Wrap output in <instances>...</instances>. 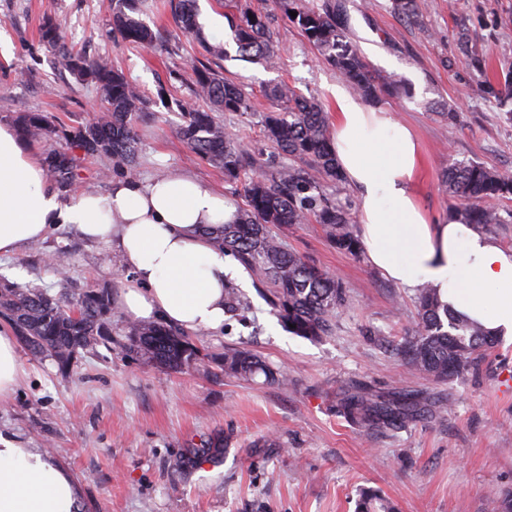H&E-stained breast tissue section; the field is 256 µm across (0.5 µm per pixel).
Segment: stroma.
I'll return each mask as SVG.
<instances>
[{
    "instance_id": "35a3bbf8",
    "label": "stroma",
    "mask_w": 512,
    "mask_h": 512,
    "mask_svg": "<svg viewBox=\"0 0 512 512\" xmlns=\"http://www.w3.org/2000/svg\"><path fill=\"white\" fill-rule=\"evenodd\" d=\"M170 0L133 15L158 36L153 47L114 38V0H0V121L39 112L68 129L99 116V93L58 70V48L42 42L45 20L63 25V46L105 55L149 99L138 125L140 177L190 172L234 205L241 185L192 153L176 136L191 66L203 62L235 77L255 105L224 120L249 148L271 153L261 119L267 84L286 82L325 109L337 79L296 24L273 0L266 8L278 41L274 65L223 60L184 35ZM420 24L401 22L389 0H348L346 38L378 74L403 81L410 96L383 98L396 119L421 141L418 199L434 217L448 215L442 175L453 163L488 162L512 171V113L498 102V81L512 73V0H421ZM455 108V119L444 116ZM77 158L73 186L107 191L126 167L107 156ZM279 233L289 249L342 282L350 295L336 314L332 336L311 341L288 333L253 283L243 309L220 332L196 337L211 351L227 345L254 350L288 373L287 386L244 382L195 365L173 372L127 354L122 311L112 319L111 347L79 358L69 371L20 349L23 374L0 400V432L26 447L47 449L79 487L81 512H357L362 489L376 491L397 512H487L512 502V340L476 369L445 382L412 370L397 348L417 319L415 296L373 268L366 254L336 249L322 225L292 224ZM70 258L72 287L118 293L126 273L107 244H89L61 226L41 241L0 257V273L50 294L60 290L48 258ZM364 387L386 398L411 394L421 413L396 429L375 431L346 422L341 391ZM224 438L220 463L199 461L189 476L173 468L187 448Z\"/></svg>"
}]
</instances>
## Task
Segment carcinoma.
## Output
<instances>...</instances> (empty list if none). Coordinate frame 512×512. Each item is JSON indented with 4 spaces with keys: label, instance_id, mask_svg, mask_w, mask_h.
Instances as JSON below:
<instances>
[{
    "label": "carcinoma",
    "instance_id": "obj_1",
    "mask_svg": "<svg viewBox=\"0 0 512 512\" xmlns=\"http://www.w3.org/2000/svg\"><path fill=\"white\" fill-rule=\"evenodd\" d=\"M128 0H115L112 33L137 47L152 46L156 33L126 12ZM285 15L297 13L294 21L336 75L347 81L360 97L371 103L402 90L398 80L375 73L356 48L345 40L348 23L346 0H275ZM224 17L242 57L274 63L277 44L266 15L254 12L241 0H228ZM171 9L183 31L201 37L195 0H176ZM394 14L412 23L422 17L418 0H391ZM41 38L49 45L61 41L60 23L47 20ZM61 69L78 82L94 84L101 99L102 115L94 122L70 132L66 140L89 155L111 156L129 170L137 165L135 125L147 111L145 98L106 57L88 59L62 48ZM192 93L209 103V109L189 106L181 112L182 123L175 132L201 160L224 170V178L238 180L250 169L264 166L244 186L246 203L237 207V218L224 225L218 238L230 254L253 276L258 293L283 327L296 336L319 340L332 335L336 312L348 297L339 281L287 249L271 227L305 224L323 225L336 248L355 256L359 242L351 229L350 213L328 200L324 187L343 181L332 150L329 116L321 103L309 99L285 83L263 90L275 104L263 116L266 138L275 153L263 161L251 154L242 139L229 134L223 113L253 111L239 83L204 65L191 74ZM22 133L31 139L47 137L55 125L42 113H24L18 119ZM300 161L313 166L320 179L313 180ZM48 172L64 184L74 179V162L61 149L45 156ZM452 209L465 224H503L499 202L512 196V173L481 162L448 167L442 178ZM418 319L404 339L400 352L408 365L421 375L446 381L477 366L480 358L498 344V337L442 305L430 288L418 290ZM112 294L86 289L76 295L67 287L51 295L41 288H23L0 274V317L30 351L52 358L67 370L71 363L99 345L112 342ZM126 349L141 359L171 370H182L207 360L218 363L228 377L253 380L264 377L270 384H288L287 375L253 351L226 347L222 353H201L184 330L162 320L126 325ZM340 413L354 426L390 430L414 416L411 404L386 400L350 388L337 404ZM224 455V444L216 439L193 448L173 464L178 472L188 470L199 457ZM360 512H394V506L371 490L362 493Z\"/></svg>",
    "mask_w": 512,
    "mask_h": 512
}]
</instances>
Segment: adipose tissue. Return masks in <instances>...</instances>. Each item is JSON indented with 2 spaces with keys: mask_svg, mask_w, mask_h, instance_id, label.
Returning a JSON list of instances; mask_svg holds the SVG:
<instances>
[{
  "mask_svg": "<svg viewBox=\"0 0 512 512\" xmlns=\"http://www.w3.org/2000/svg\"><path fill=\"white\" fill-rule=\"evenodd\" d=\"M338 169L359 200L358 237L372 266L409 290L433 288L441 303L494 336L512 337V250L455 218L434 220L415 184L422 165L412 130L346 84L332 88ZM236 207L196 176L113 180L62 199L29 142L0 122V256L69 225L108 244L129 273L117 298L135 320L187 331L223 329L224 288L245 268L214 237ZM79 492L42 448L0 434V512H78Z\"/></svg>",
  "mask_w": 512,
  "mask_h": 512,
  "instance_id": "adipose-tissue-1",
  "label": "adipose tissue"
}]
</instances>
